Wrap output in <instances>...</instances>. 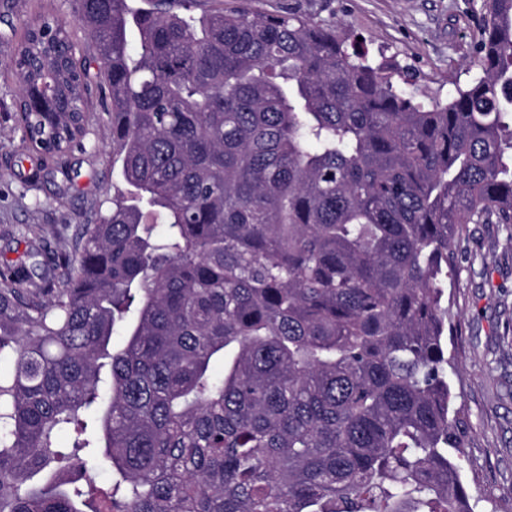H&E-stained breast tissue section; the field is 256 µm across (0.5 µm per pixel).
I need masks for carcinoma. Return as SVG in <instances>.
Segmentation results:
<instances>
[{
    "mask_svg": "<svg viewBox=\"0 0 512 512\" xmlns=\"http://www.w3.org/2000/svg\"><path fill=\"white\" fill-rule=\"evenodd\" d=\"M75 2L23 22L14 119L36 181L95 65L121 186L50 274L0 266V512H474L445 288L512 225V0L445 103L295 12Z\"/></svg>",
    "mask_w": 512,
    "mask_h": 512,
    "instance_id": "carcinoma-1",
    "label": "carcinoma"
}]
</instances>
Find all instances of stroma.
<instances>
[{
    "mask_svg": "<svg viewBox=\"0 0 512 512\" xmlns=\"http://www.w3.org/2000/svg\"><path fill=\"white\" fill-rule=\"evenodd\" d=\"M296 12L343 27L371 55L409 67L413 91L447 100L477 73L480 0H224L228 10ZM35 0H0V59L15 50L14 29ZM13 80L0 78V264L24 260L32 246L74 251L82 225L112 205V132L106 117L81 147L57 156L37 186L24 184L22 132ZM457 267L445 290L450 309L448 373L454 403L468 428L461 477L475 512H512V232L499 224L468 225L455 246Z\"/></svg>",
    "mask_w": 512,
    "mask_h": 512,
    "instance_id": "stroma-1",
    "label": "stroma"
}]
</instances>
